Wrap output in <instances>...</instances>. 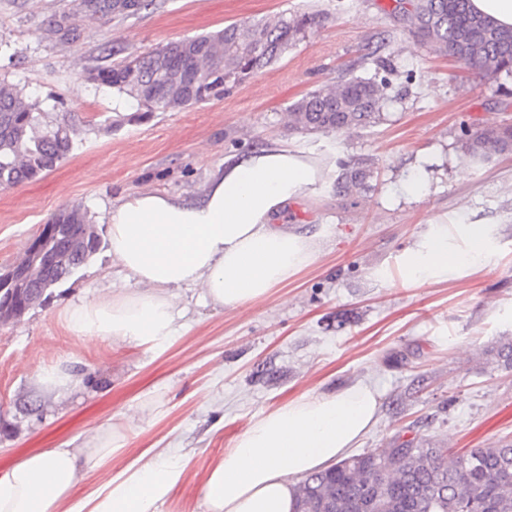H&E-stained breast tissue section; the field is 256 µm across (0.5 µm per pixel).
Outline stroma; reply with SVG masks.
<instances>
[{
    "label": "stroma",
    "mask_w": 512,
    "mask_h": 512,
    "mask_svg": "<svg viewBox=\"0 0 512 512\" xmlns=\"http://www.w3.org/2000/svg\"><path fill=\"white\" fill-rule=\"evenodd\" d=\"M67 2L0 0V80L86 123L56 169L0 189V272L66 207L83 205L103 238L125 196L197 198L218 165L282 135L334 151L337 171L362 168L367 184L347 197L328 186L289 205L285 227L317 245L310 263L266 297L223 309L177 292L186 314L161 346L80 338L62 320L66 303L134 289L104 246L42 306L0 324V470L26 451L85 447L114 424L122 455L89 472L71 500L143 449L185 448L183 477L160 512H203L211 468L252 422L357 382L371 384L381 406L356 453L408 426L456 451L512 439V369L490 352L512 340V153L474 164L461 149L465 130L512 125L511 79L433 53L398 20L395 0H156L125 19L80 18L82 39L61 45L44 29ZM282 11L321 20L221 99L148 115L84 77L105 47L141 55ZM378 73L389 87L376 123L348 133L289 127L288 106L315 88ZM413 181L423 188L415 198L404 190ZM431 214L485 225L489 260L444 280L404 278L399 258ZM61 361L84 375L66 397L36 383Z\"/></svg>",
    "instance_id": "1"
}]
</instances>
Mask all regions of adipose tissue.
I'll use <instances>...</instances> for the list:
<instances>
[{"label": "adipose tissue", "mask_w": 512, "mask_h": 512, "mask_svg": "<svg viewBox=\"0 0 512 512\" xmlns=\"http://www.w3.org/2000/svg\"><path fill=\"white\" fill-rule=\"evenodd\" d=\"M336 165L330 153L285 139L213 172L200 201L153 191L128 195L108 215V250L136 288L107 299L85 298L62 316L78 336L158 345L177 332L175 291L201 289L205 304L233 308L286 284L312 258V239L275 222L288 205L317 195ZM465 250L455 249L450 233ZM480 224L448 229L441 217L400 257L407 279L431 281L488 260ZM379 398L356 383L305 396L265 414L213 466L204 512H297V482L347 457L377 420ZM123 450L117 429L89 448H46L0 471V512H157L184 473L167 449L129 461L77 502L72 488Z\"/></svg>", "instance_id": "ef3b65f1"}]
</instances>
